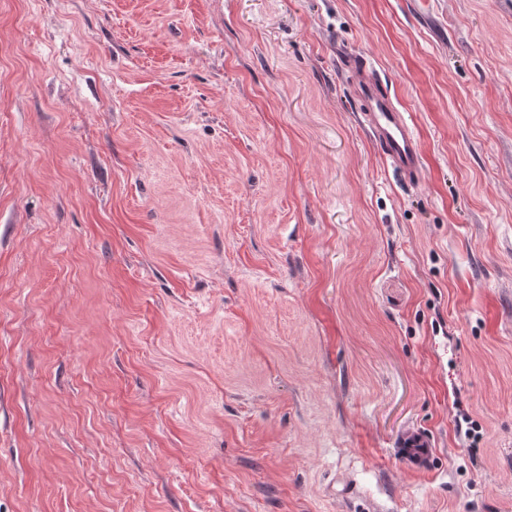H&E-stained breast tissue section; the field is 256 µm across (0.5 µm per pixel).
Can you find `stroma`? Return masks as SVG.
Masks as SVG:
<instances>
[{"label":"stroma","mask_w":512,"mask_h":512,"mask_svg":"<svg viewBox=\"0 0 512 512\" xmlns=\"http://www.w3.org/2000/svg\"><path fill=\"white\" fill-rule=\"evenodd\" d=\"M0 512H512V0H0ZM352 97L360 122L385 162L409 184L426 179L422 147L413 121L364 58L347 61Z\"/></svg>","instance_id":"35a3bbf8"}]
</instances>
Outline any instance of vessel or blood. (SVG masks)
Returning <instances> with one entry per match:
<instances>
[{
  "label": "vessel or blood",
  "mask_w": 512,
  "mask_h": 512,
  "mask_svg": "<svg viewBox=\"0 0 512 512\" xmlns=\"http://www.w3.org/2000/svg\"><path fill=\"white\" fill-rule=\"evenodd\" d=\"M349 84L360 122L385 162L409 184L422 183L426 169L413 121L365 59L348 60Z\"/></svg>",
  "instance_id": "obj_1"
}]
</instances>
